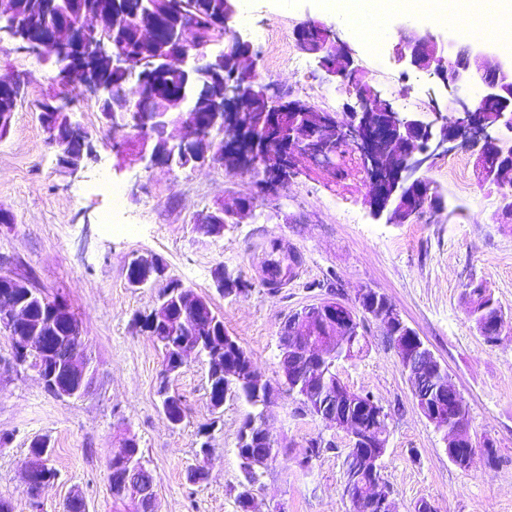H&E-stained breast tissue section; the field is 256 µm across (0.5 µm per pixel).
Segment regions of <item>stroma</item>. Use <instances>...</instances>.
Masks as SVG:
<instances>
[{
	"instance_id": "stroma-1",
	"label": "stroma",
	"mask_w": 512,
	"mask_h": 512,
	"mask_svg": "<svg viewBox=\"0 0 512 512\" xmlns=\"http://www.w3.org/2000/svg\"><path fill=\"white\" fill-rule=\"evenodd\" d=\"M312 20L343 34L362 80L382 98L411 111L426 107L436 80L403 71L389 57L403 15L390 16L393 30L377 58L371 43L349 35L322 0H255L252 22L270 34L255 43L264 82L321 112L342 113L353 103L346 87L321 81L315 62L297 45V30ZM1 74L21 82L23 97L0 139V209L15 218L0 224V262L69 305L83 323V350L94 370L82 397H53L31 367L15 364L11 342L0 332V498L13 512H64L74 491L89 512H112L107 463L129 436L137 438L153 472L157 512H241L238 433L253 409L230 397L214 414L207 362L193 359L172 381L186 419L177 427L167 422L157 394L159 349L132 323L158 295L129 283L128 264L137 253L164 258L172 275L223 315L229 335L274 383L281 379L279 328L288 315L326 299L352 302L363 288L385 294L447 368L466 401L473 441L491 439L496 449L495 461L479 454L471 468L454 465L442 432L420 413L382 324L364 318V347L338 361L336 374L390 413L382 475L396 512H414L423 501L435 512H512V333L486 342L468 315L465 294L470 282L483 284L512 323V223L497 222L498 191L479 180L470 150L439 156L428 171L447 213L390 224L373 216L371 180L353 150L337 156L332 170L297 157L293 178L275 193L263 190L259 167L122 165L117 150L128 130L100 131L98 105L79 85L61 81L24 50L0 51ZM51 96L70 100L77 120L96 136L97 161L74 174L58 165L37 119L38 103ZM459 156L461 182L449 174ZM101 177L123 187V209L114 221L132 226V234L115 235L102 224L110 203L95 189ZM242 195L254 200L245 223L220 238L197 230L203 212ZM274 240L291 274L272 290L264 270ZM219 265L250 282L249 292H218L213 273ZM264 423L279 453L252 487L253 512H348L342 493L350 434L327 427L288 394L267 409ZM36 437L49 441V464L58 476L35 509L22 467ZM314 438L328 448L301 465ZM205 442L209 475L194 485L187 468Z\"/></svg>"
}]
</instances>
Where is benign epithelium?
I'll list each match as a JSON object with an SVG mask.
<instances>
[{"label":"benign epithelium","instance_id":"1","mask_svg":"<svg viewBox=\"0 0 512 512\" xmlns=\"http://www.w3.org/2000/svg\"><path fill=\"white\" fill-rule=\"evenodd\" d=\"M8 0H0V49L11 45L21 50L23 45L16 34L15 11L6 6ZM229 11L224 15V55L234 59L236 71L247 75L249 61L255 58L253 44L233 27L237 14L235 0H227ZM105 20L99 14L88 13L68 28L42 27L36 45L30 47L40 59L53 62L54 69L63 81L78 83L83 91L100 101L112 96V87L103 82L98 70L92 67L94 61H106L112 67H123L127 61L119 46L105 36ZM399 37L392 44L394 61L406 69L422 71L436 64L432 75L442 89L441 99L430 100L427 112L433 119L426 121L420 112H402L392 103L381 99L376 92L355 94V103L349 107L351 121L340 123L337 117L327 112H317L306 102L279 98V91L265 88L267 98L279 102L271 117L284 111H297L304 121L294 127L288 140L280 143L277 150H258L250 128V113L239 108L243 88L236 81L237 75L225 79L223 112L209 113V119L202 122L185 117L183 104L151 113L150 137L164 139L167 160L153 150L147 142L137 146L140 159H148L150 165H164L170 169L191 144H206L215 133L224 135V143L232 152V158L239 169H250L257 164L264 165L266 184L272 189L283 188L293 176L291 156L297 151L304 153L311 161L330 165L338 147L321 138L308 126L314 120L319 125L336 128L347 145L356 148L363 165L373 183L369 206L372 213L386 217L393 224H403L415 219L420 212L428 210L440 214L445 209V200L433 184L426 183L424 172L433 159L449 154L464 145L475 149V167L483 181L499 190L497 213L506 219L512 218V55L478 43L463 42L456 37L445 35L428 27L415 28L404 24L398 26ZM298 47L317 61L319 78L326 83L356 84L352 59L347 45L331 28L325 36L312 41L303 32H298ZM215 43L206 39L196 47L193 57L176 53L165 58L168 67L190 64L194 73L210 79L222 78L212 66L214 55L209 47ZM142 94L125 100L123 112L112 117L106 129L128 127L139 116L143 104L150 98L154 87L153 74L140 75ZM480 86L481 101L495 103L496 109L485 114L475 108L476 100L465 95L472 86ZM57 108L65 113L68 140L82 145L79 160L72 161L53 126H43L47 144L54 150L58 163L72 173L78 172L96 157L92 136L75 120L69 105L54 99ZM251 198L239 197L234 202H224L205 212L198 220L197 229L208 236H221L229 223H219V217L226 215L232 223H244L252 213ZM135 265L140 267L143 277L134 283L136 287L157 285L159 291L155 304L149 312L154 322L169 325L179 319H190L189 330L199 331L211 320L212 312L207 303L194 290L183 283H174L168 274L163 259L156 254L134 255ZM0 279L6 288H18L30 292L31 285L23 275L5 271L0 267ZM182 295L180 316L171 314L169 302L165 301L173 287ZM56 314L67 324L66 336H57L52 328L31 326L27 313L18 308L11 297L0 298V328L10 337L14 347L15 362L30 364L40 377L44 390L58 398H73L84 395L91 385L93 370L82 349L83 324L62 303H57ZM372 316L387 328V338L393 347L399 363L403 365L413 397L425 418L436 427H448L446 447L450 450L463 446L476 454V444L468 433L467 416L458 414L455 425H448V414L439 410L436 402L461 399V393L447 384L427 390L428 379L438 372L441 363L402 319L397 308L377 292L359 290L351 305L327 299L307 307L287 318L280 326L281 345L279 366L283 382L295 375H301V388L313 389L317 371L331 359L333 345L315 344L307 336L313 324H323L336 332V337L345 338L353 326L351 318ZM199 345H182V361L176 368L162 366L160 386L168 384L171 374L183 367L184 362L199 356ZM210 379H224V395L232 393V384L246 381L264 391L263 404L272 403L279 392V386L258 371L252 370L244 376L230 363L224 361L223 350L207 349ZM360 406L370 415L374 425L364 429L360 420L349 418L345 408ZM323 421L334 428L353 431L352 457L371 474L381 468L382 449L387 445V421L390 413L372 396H364L351 389L342 391L336 403L321 414ZM262 434L269 444L257 448L243 459L244 465L253 472L265 470L274 461L271 446L275 440L267 431ZM135 441L127 438L121 448L113 453L109 468L118 469L115 485L133 497L132 512H156L157 485L151 470L137 462L132 451ZM344 498L349 503V512H393L389 493L378 481L371 482L368 492L357 494L346 489Z\"/></svg>","mask_w":512,"mask_h":512}]
</instances>
